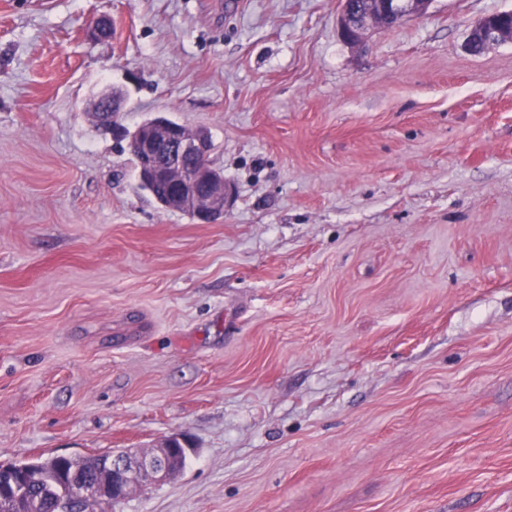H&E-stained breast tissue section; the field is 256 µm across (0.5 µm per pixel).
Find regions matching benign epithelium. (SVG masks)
<instances>
[{"label":"benign epithelium","instance_id":"1","mask_svg":"<svg viewBox=\"0 0 512 512\" xmlns=\"http://www.w3.org/2000/svg\"><path fill=\"white\" fill-rule=\"evenodd\" d=\"M338 18L339 33L350 44H358L364 31L371 25H396L411 16L427 13L432 0H376V8L364 15H356L351 0H341ZM479 34L484 45L512 40V24L494 26L485 16L471 29ZM95 116L104 126L112 125L122 110L123 101L114 94H101ZM128 149L139 162V174L155 183H166L176 188L173 200L203 223H212L224 215L231 194L224 177L210 162L212 147L209 136L202 129L165 121L145 122L129 135ZM157 454L134 452L118 453L106 461L90 460L88 471L95 480L77 471L65 479L68 496L59 501L56 512H81L84 504L104 494L112 501L126 498L134 489L152 482H163L169 477L170 449ZM32 478L24 473L11 479L13 491L0 487V512H30L23 499Z\"/></svg>","mask_w":512,"mask_h":512}]
</instances>
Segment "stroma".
Here are the masks:
<instances>
[{"label": "stroma", "mask_w": 512, "mask_h": 512, "mask_svg": "<svg viewBox=\"0 0 512 512\" xmlns=\"http://www.w3.org/2000/svg\"><path fill=\"white\" fill-rule=\"evenodd\" d=\"M510 10L350 45L339 0H0V464L176 436L90 512H512V42L466 49ZM160 115L215 223L141 188ZM96 103L99 107L94 114L99 118L98 121L104 126H112V121L116 119V116H119V112L122 110L123 101L121 97L102 93ZM171 123L141 124L129 135L128 149L139 162L140 177L175 187L177 192L171 198L183 212H191L202 223H212L224 215L231 188L210 162L211 136L203 129ZM199 186L205 187L204 195L197 192Z\"/></svg>", "instance_id": "35a3bbf8"}]
</instances>
